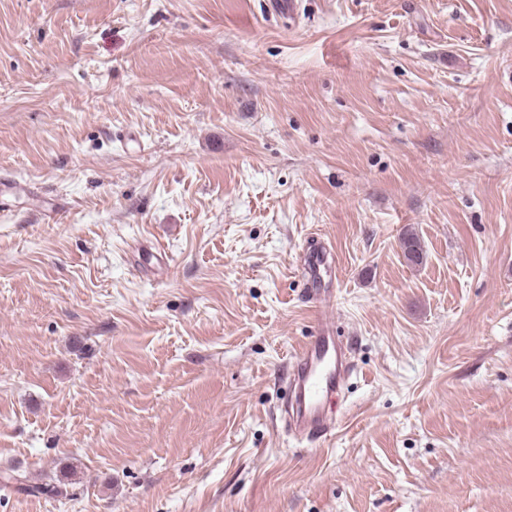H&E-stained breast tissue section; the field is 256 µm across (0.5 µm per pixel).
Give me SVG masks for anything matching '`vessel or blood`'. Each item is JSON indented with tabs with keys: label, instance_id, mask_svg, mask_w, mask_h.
<instances>
[{
	"label": "vessel or blood",
	"instance_id": "b4317fda",
	"mask_svg": "<svg viewBox=\"0 0 512 512\" xmlns=\"http://www.w3.org/2000/svg\"><path fill=\"white\" fill-rule=\"evenodd\" d=\"M333 260V254L322 247L311 248L308 253L309 291L319 306L314 315V332L296 351L290 376V425L321 437L336 427L337 415L330 404L338 396L351 368L347 349L333 334L334 318L323 309L333 292L323 287L322 272Z\"/></svg>",
	"mask_w": 512,
	"mask_h": 512
}]
</instances>
